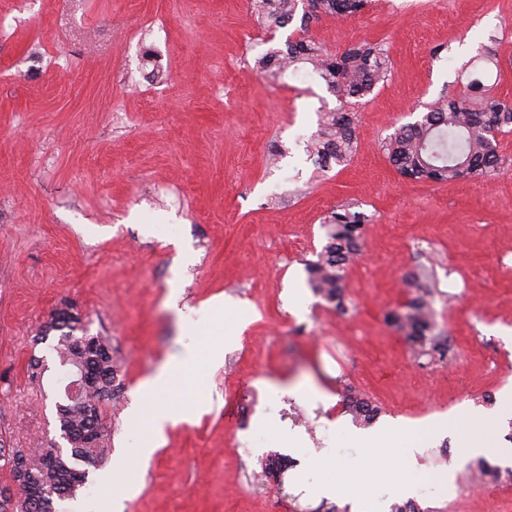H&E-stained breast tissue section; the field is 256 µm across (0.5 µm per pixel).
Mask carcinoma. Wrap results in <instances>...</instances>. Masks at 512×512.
Returning a JSON list of instances; mask_svg holds the SVG:
<instances>
[{"label": "carcinoma", "instance_id": "1", "mask_svg": "<svg viewBox=\"0 0 512 512\" xmlns=\"http://www.w3.org/2000/svg\"><path fill=\"white\" fill-rule=\"evenodd\" d=\"M366 4L367 0H251L253 9L272 19L279 28L301 15L300 37L288 41L284 51H270L257 58L255 69L263 72L273 61L285 59L294 71L306 64L336 97L335 108L320 112L318 130L306 149L321 174L335 166L348 165L358 151L355 113L348 105L372 94L385 81L390 66L385 50L374 43L359 42L341 52L329 51L309 34V23L314 19L351 17ZM480 88L481 80L475 77L460 90L448 91L425 106L426 112L419 120L399 128L385 145L392 165L405 177L434 182L486 177L498 170L501 157L497 136L507 129L512 131V103L485 96ZM325 224L326 242L316 259L307 263L309 285L314 293L346 314L342 280L347 265L362 252L366 219L363 213L343 207L333 210ZM411 287L415 289L413 297L389 312L386 321L404 333L416 356L436 355L444 360L450 346L436 323L430 275L422 272L414 276ZM78 323L79 318L61 309L46 325L48 331H60L54 349L60 363L71 368L83 358L77 350L80 337L73 335ZM92 340L97 352L85 360L92 376L77 400L59 406L58 418L65 439H80L89 429L95 435L88 442L70 447L65 454L59 448H28L21 455L22 468L8 465L10 481L0 483V488H15L11 512H55L54 502L76 498L87 483V467H96L103 461L107 428L101 405L115 395L116 370L110 346L100 336ZM343 403L361 426L370 425L380 413L365 398L346 395ZM470 472L488 484L512 480V468L502 469L485 460L475 462Z\"/></svg>", "mask_w": 512, "mask_h": 512}]
</instances>
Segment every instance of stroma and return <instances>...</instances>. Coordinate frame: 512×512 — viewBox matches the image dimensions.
<instances>
[{
    "mask_svg": "<svg viewBox=\"0 0 512 512\" xmlns=\"http://www.w3.org/2000/svg\"><path fill=\"white\" fill-rule=\"evenodd\" d=\"M298 29L269 27L248 0H36L0 35V439L65 444L56 404L69 375L58 331L45 329L65 308L112 345L121 396L103 407L108 452L131 446L138 385L189 342L166 305L179 272L188 305L221 296L253 318L222 365L183 385L210 408L168 428L124 512H316L317 502L249 484L260 467L253 417L268 388L294 385L330 401L285 396L276 414L347 419L349 385L380 407L379 422L434 427L418 462L440 472L445 451L459 469L451 495L421 497L422 512H512V481L471 492L458 452L478 410L493 421L488 461L512 467V414L501 410L512 396V132L498 135L507 165L488 178L412 181L384 151L486 50L499 61L486 84L512 101V0H370L359 15L311 25L333 52L381 44L391 67L351 107L357 153L323 176L305 144L335 97L307 68L254 67ZM342 205L368 217L363 258L343 282L350 312L312 294L297 315L286 294L307 289L305 265ZM182 247L195 257L184 270ZM424 271L448 363L415 360L385 321Z\"/></svg>",
    "mask_w": 512,
    "mask_h": 512,
    "instance_id": "35a3bbf8",
    "label": "stroma"
}]
</instances>
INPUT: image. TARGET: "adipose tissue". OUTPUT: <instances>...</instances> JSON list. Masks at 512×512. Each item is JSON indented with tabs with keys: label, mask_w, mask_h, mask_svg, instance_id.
<instances>
[{
	"label": "adipose tissue",
	"mask_w": 512,
	"mask_h": 512,
	"mask_svg": "<svg viewBox=\"0 0 512 512\" xmlns=\"http://www.w3.org/2000/svg\"><path fill=\"white\" fill-rule=\"evenodd\" d=\"M168 305L188 329L192 337L191 350L186 359L164 363L140 383L137 400L128 413V424L131 429L139 431L140 437L133 447L124 449L114 458L111 469L103 475L102 482L109 488L111 496L100 502V512H114L116 498L132 489L131 476L140 463L165 445L168 427L206 411L207 405L203 402L188 406L180 404L178 387L188 377L197 374V356H204L210 364H221L225 350L252 317L251 311L241 309L233 324H225L223 297L191 307L183 303L181 289L177 286L168 296Z\"/></svg>",
	"instance_id": "ef3b65f1"
}]
</instances>
